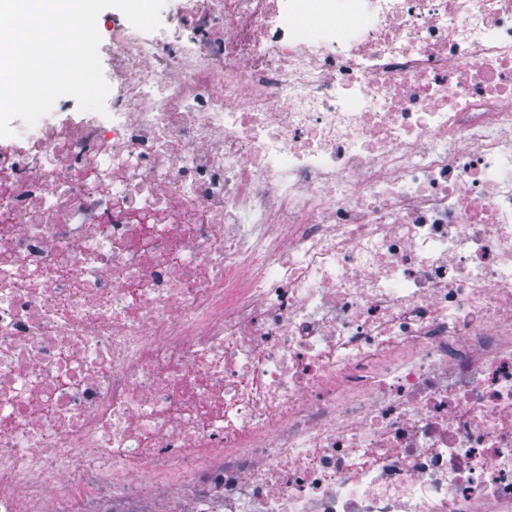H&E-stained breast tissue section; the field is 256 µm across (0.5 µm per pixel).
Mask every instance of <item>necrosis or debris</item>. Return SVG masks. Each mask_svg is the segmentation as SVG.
Returning a JSON list of instances; mask_svg holds the SVG:
<instances>
[{
    "label": "necrosis or debris",
    "instance_id": "necrosis-or-debris-1",
    "mask_svg": "<svg viewBox=\"0 0 512 512\" xmlns=\"http://www.w3.org/2000/svg\"><path fill=\"white\" fill-rule=\"evenodd\" d=\"M301 2L0 144V512H512V0Z\"/></svg>",
    "mask_w": 512,
    "mask_h": 512
}]
</instances>
